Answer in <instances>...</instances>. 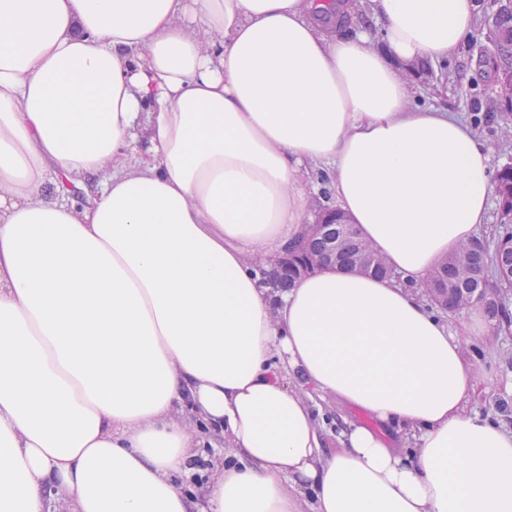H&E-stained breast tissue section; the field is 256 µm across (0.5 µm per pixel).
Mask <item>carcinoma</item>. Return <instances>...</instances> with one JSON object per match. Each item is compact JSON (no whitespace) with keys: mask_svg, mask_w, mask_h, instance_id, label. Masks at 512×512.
Masks as SVG:
<instances>
[{"mask_svg":"<svg viewBox=\"0 0 512 512\" xmlns=\"http://www.w3.org/2000/svg\"><path fill=\"white\" fill-rule=\"evenodd\" d=\"M488 25L493 35L490 53L499 100L512 111V0H496V9L488 19ZM496 193L498 221L494 252L489 254L477 242H472L445 258L429 275L427 286L435 289L433 303L444 310L455 312L480 303L511 325L512 317L506 311L498 289L512 288V164L503 166L498 172ZM332 241L338 249L337 266L356 267L359 257L369 254L373 261L362 273L379 279L393 276L384 257L360 233L345 235L342 225L325 224L320 236L302 243L296 260L288 264V273L270 276L268 284L278 292L291 288L298 277L297 262L321 256Z\"/></svg>","mask_w":512,"mask_h":512,"instance_id":"1","label":"carcinoma"}]
</instances>
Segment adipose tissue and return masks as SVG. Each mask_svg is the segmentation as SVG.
<instances>
[{
  "instance_id": "obj_1",
  "label": "adipose tissue",
  "mask_w": 512,
  "mask_h": 512,
  "mask_svg": "<svg viewBox=\"0 0 512 512\" xmlns=\"http://www.w3.org/2000/svg\"><path fill=\"white\" fill-rule=\"evenodd\" d=\"M316 6L0 0V512H512L461 341L482 318L419 293L488 221L491 148L409 75L480 6L371 0L378 49ZM321 167L397 277L273 298L255 264ZM316 396L367 417L332 451Z\"/></svg>"
}]
</instances>
